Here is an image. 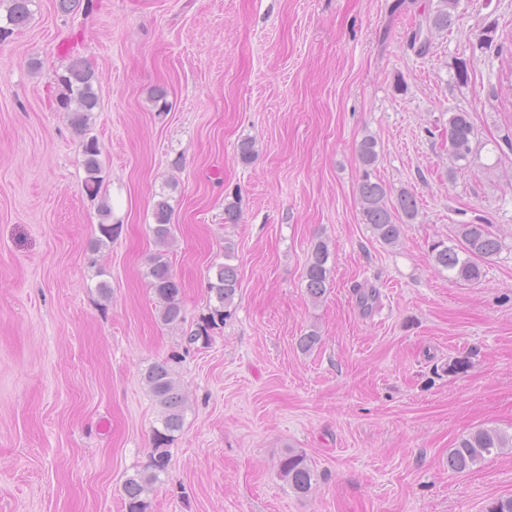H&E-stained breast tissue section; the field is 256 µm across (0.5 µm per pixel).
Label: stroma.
Listing matches in <instances>:
<instances>
[{"instance_id":"1","label":"stroma","mask_w":512,"mask_h":512,"mask_svg":"<svg viewBox=\"0 0 512 512\" xmlns=\"http://www.w3.org/2000/svg\"><path fill=\"white\" fill-rule=\"evenodd\" d=\"M92 3L65 13L35 0L30 24L0 43V512H126L123 483L146 466L159 415L143 375L164 360L187 409L148 512H486L512 496L511 450L448 468L470 431L512 432V55L471 49L491 23L512 40V0H460L421 56L412 30L436 0ZM71 45L100 77L91 133L122 227L98 253L99 202L54 99ZM157 86L167 111L149 99ZM459 108L476 155L452 177ZM369 134L377 179L419 202L392 248L359 212ZM162 195L178 330L160 323L146 278ZM465 218L504 243L474 285L431 258ZM228 239L232 314L209 345H187ZM319 239L333 273L314 304L303 271ZM371 287L366 310L358 292ZM313 328L321 342L302 352ZM289 447L318 474L307 496L277 474Z\"/></svg>"}]
</instances>
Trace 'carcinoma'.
I'll use <instances>...</instances> for the list:
<instances>
[{
    "label": "carcinoma",
    "instance_id": "obj_1",
    "mask_svg": "<svg viewBox=\"0 0 512 512\" xmlns=\"http://www.w3.org/2000/svg\"><path fill=\"white\" fill-rule=\"evenodd\" d=\"M33 3L34 0H0V6L6 11L0 18V41L28 23L33 15ZM458 3L459 0H438L435 8L418 21L410 43L415 53L427 54L435 37L448 31ZM496 30L495 25H488L473 49L502 52V45L495 42ZM98 83L96 71L83 58L74 56L58 78L56 96L58 108L68 114L71 125L80 136L79 151L86 173L83 188L93 198L99 196L103 187L100 143L97 137L89 133L91 114L99 104ZM476 136L469 112L458 110L448 113V154L451 161L448 175H453L462 166L470 165L475 156L473 142ZM358 155L363 166V175L357 186L361 219L376 240L394 247L401 239L403 226L416 220L419 202L406 189L399 190L393 199L386 184L371 179L372 167L379 157L374 136L367 135L361 140ZM99 215L98 235L91 242L94 252L108 247L119 233V225L108 222L111 207L107 202H101ZM153 215L155 224L150 231L157 249L150 258L147 276L156 298L159 319L163 325L173 329L184 323L185 314L182 283L173 274L168 258L175 236L166 197H161L155 203ZM501 249L502 242L490 225L469 221L456 225L454 238L449 243L439 242L432 247V260L438 268L448 272L449 279L476 283L483 276L482 262L499 254ZM329 257L328 243L324 240L314 242L304 272L306 290L314 302L325 295L327 284L330 283ZM234 259L235 244L226 238L224 262L216 265L212 275L207 278L209 301L194 329L186 336L188 343L208 344L212 333L223 326L231 315L230 308L239 290L238 267L233 264ZM144 381L159 407L158 427L153 429V451L148 464L125 482L127 512H147L149 504L145 494L166 473L168 448L183 428L185 399L168 366L164 363L152 365L145 371ZM506 448L512 449V432L478 428L462 436L449 449L448 468L463 472L483 461L486 456L500 453ZM278 475L299 495L309 493L317 481V472L309 464L307 456L295 448L281 453Z\"/></svg>",
    "mask_w": 512,
    "mask_h": 512
}]
</instances>
